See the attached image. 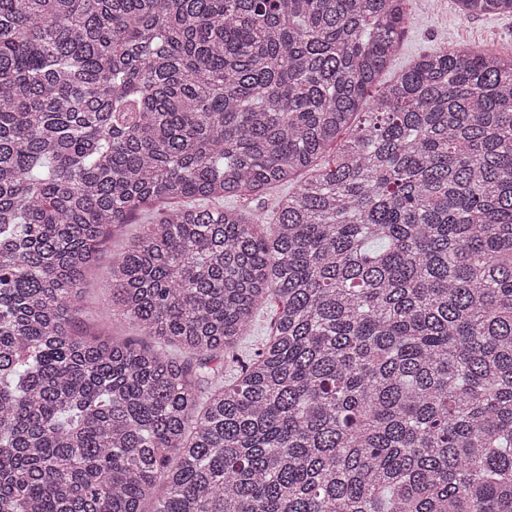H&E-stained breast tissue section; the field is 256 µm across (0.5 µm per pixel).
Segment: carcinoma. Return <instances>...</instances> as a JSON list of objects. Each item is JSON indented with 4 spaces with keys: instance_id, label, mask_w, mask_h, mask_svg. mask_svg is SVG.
I'll list each match as a JSON object with an SVG mask.
<instances>
[{
    "instance_id": "obj_1",
    "label": "carcinoma",
    "mask_w": 512,
    "mask_h": 512,
    "mask_svg": "<svg viewBox=\"0 0 512 512\" xmlns=\"http://www.w3.org/2000/svg\"><path fill=\"white\" fill-rule=\"evenodd\" d=\"M403 2L0 0V512H512V55L369 103ZM156 204L104 301L165 348L78 328ZM149 216L138 215L127 224L119 233L106 243L100 251L96 265L86 274L83 288H85L86 306L83 310L82 320L86 325L101 327L105 330H118L125 336H139L138 329L117 323L112 319V313L103 309V294L101 285L107 280L112 268V257H117L126 247L129 240L141 232L143 224H147ZM272 309V304H269L268 306H265L263 308V310L261 311V318L259 324L254 329V331L251 332L249 336H246V338L239 345L237 353L240 363L246 361L250 356H252L256 352L258 347H260L264 336L268 334L267 323L271 316Z\"/></svg>"
}]
</instances>
